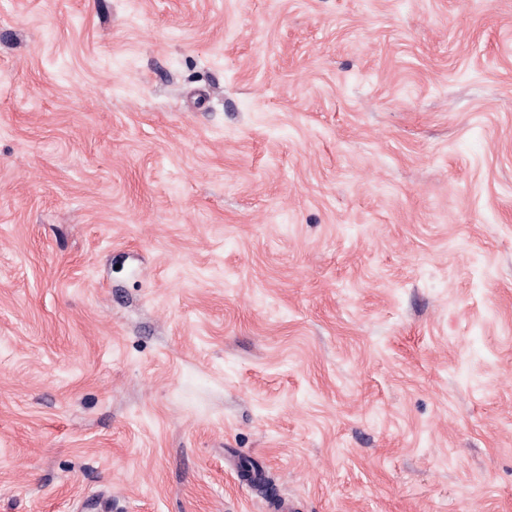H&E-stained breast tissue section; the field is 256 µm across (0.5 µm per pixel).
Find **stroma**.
<instances>
[{
	"instance_id": "1",
	"label": "stroma",
	"mask_w": 512,
	"mask_h": 512,
	"mask_svg": "<svg viewBox=\"0 0 512 512\" xmlns=\"http://www.w3.org/2000/svg\"><path fill=\"white\" fill-rule=\"evenodd\" d=\"M96 496L512 512V0H0V512Z\"/></svg>"
}]
</instances>
